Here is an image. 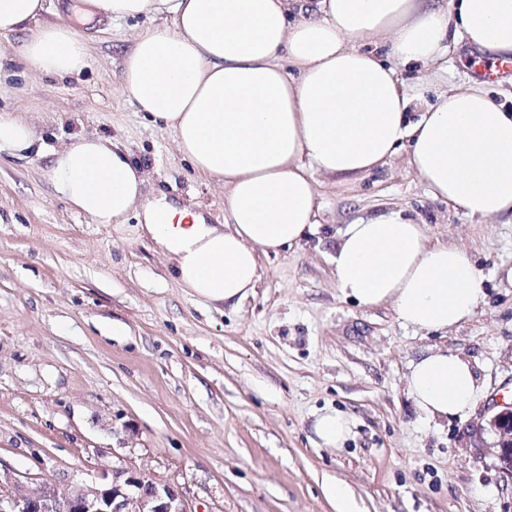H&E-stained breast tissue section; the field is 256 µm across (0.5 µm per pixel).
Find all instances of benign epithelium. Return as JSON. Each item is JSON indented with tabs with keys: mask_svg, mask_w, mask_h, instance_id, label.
I'll return each instance as SVG.
<instances>
[{
	"mask_svg": "<svg viewBox=\"0 0 512 512\" xmlns=\"http://www.w3.org/2000/svg\"><path fill=\"white\" fill-rule=\"evenodd\" d=\"M499 410L477 425L475 432L495 436L494 454L499 469L512 479V402H498ZM0 512H194L182 490L160 484L144 473L121 468L112 482L100 483L74 494L60 493L46 483L31 494L22 486L0 483Z\"/></svg>",
	"mask_w": 512,
	"mask_h": 512,
	"instance_id": "benign-epithelium-1",
	"label": "benign epithelium"
}]
</instances>
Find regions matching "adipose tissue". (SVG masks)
Masks as SVG:
<instances>
[{
  "mask_svg": "<svg viewBox=\"0 0 512 512\" xmlns=\"http://www.w3.org/2000/svg\"><path fill=\"white\" fill-rule=\"evenodd\" d=\"M43 11L44 0H0V37L25 31L23 54L40 72L81 73L85 39L40 23ZM76 13L86 22L167 15V27L139 36L122 85L198 172L223 178L226 216L208 224L184 207L141 204L139 167L106 137L53 151L49 177L100 224L141 207L142 229L198 299L241 302L259 279L258 251L315 233L314 173L361 175L405 144L433 198L478 220L512 214V109L476 82L437 95L413 122L398 74L463 45L512 58V0H82ZM331 263L345 298L393 303L419 330L459 327L482 298L470 254L430 243L423 223L399 211L347 225ZM407 384L418 409L441 418L481 392L471 364L441 350L413 362Z\"/></svg>",
  "mask_w": 512,
  "mask_h": 512,
  "instance_id": "ef3b65f1",
  "label": "adipose tissue"
}]
</instances>
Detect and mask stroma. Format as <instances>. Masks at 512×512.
Wrapping results in <instances>:
<instances>
[{
    "mask_svg": "<svg viewBox=\"0 0 512 512\" xmlns=\"http://www.w3.org/2000/svg\"><path fill=\"white\" fill-rule=\"evenodd\" d=\"M163 24L77 23L91 62L63 77L28 64L23 34L0 37V114L53 148L112 137L140 165L143 199L220 224L223 179L197 173L124 93L136 36ZM458 55L449 71L400 78L434 100L473 74L478 51ZM49 168L46 154L0 152V481L72 491L123 466L177 485L193 512H336L332 482L349 487L355 512H512L492 434L471 432L512 400L511 216L480 222L431 197L405 147L356 177L318 173L317 233L260 254L253 291L224 305L180 286L136 215L99 224L73 209ZM399 210L472 255L484 295L462 326L417 330L392 305L363 308L337 288L340 230ZM116 321L125 335L110 334ZM436 349L471 363L481 387L471 410L431 418L416 406L409 367ZM326 408L353 421L343 448L314 441Z\"/></svg>",
    "mask_w": 512,
    "mask_h": 512,
    "instance_id": "stroma-1",
    "label": "stroma"
}]
</instances>
